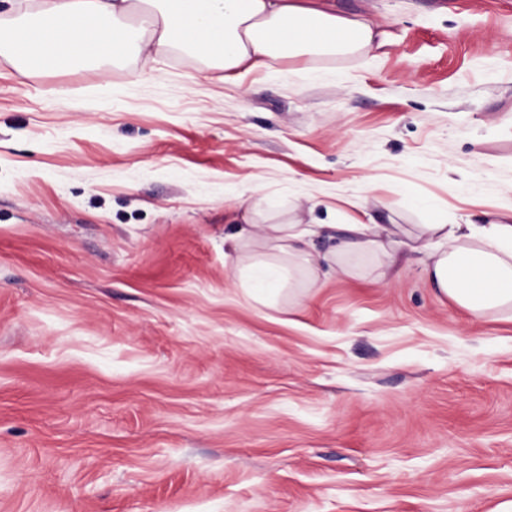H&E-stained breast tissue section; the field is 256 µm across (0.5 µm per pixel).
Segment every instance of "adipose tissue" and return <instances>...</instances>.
<instances>
[{"label": "adipose tissue", "instance_id": "adipose-tissue-1", "mask_svg": "<svg viewBox=\"0 0 512 512\" xmlns=\"http://www.w3.org/2000/svg\"><path fill=\"white\" fill-rule=\"evenodd\" d=\"M136 15L144 26L133 25ZM373 41L366 20L336 15L326 0H44L37 14L10 19L0 55L37 70L89 56L116 60L130 50L148 65L166 49L240 80L256 69L276 71L284 59L365 53ZM316 232L300 224L240 227L231 246L250 268L246 287L274 294L318 265L349 274L350 258L365 254L386 267L415 259L439 298L477 319H512V224L438 220L409 232L400 224H339L335 247L313 254L306 245Z\"/></svg>", "mask_w": 512, "mask_h": 512}]
</instances>
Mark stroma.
I'll return each mask as SVG.
<instances>
[{
    "label": "stroma",
    "mask_w": 512,
    "mask_h": 512,
    "mask_svg": "<svg viewBox=\"0 0 512 512\" xmlns=\"http://www.w3.org/2000/svg\"><path fill=\"white\" fill-rule=\"evenodd\" d=\"M310 71L0 56V512H512V321L418 265L263 300L224 238L512 212V0H333Z\"/></svg>",
    "instance_id": "stroma-1"
}]
</instances>
